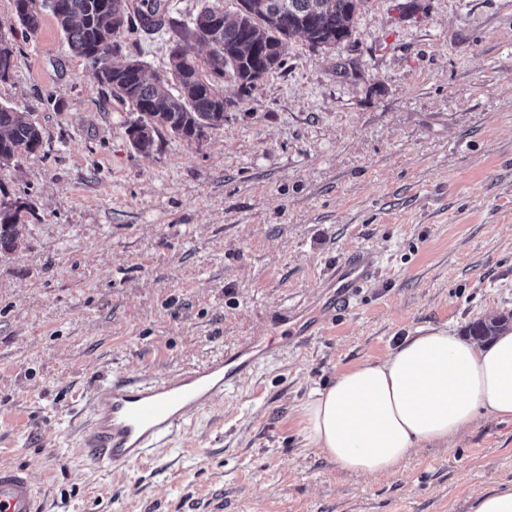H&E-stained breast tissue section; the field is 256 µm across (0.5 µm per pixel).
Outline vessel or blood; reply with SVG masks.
<instances>
[{
    "mask_svg": "<svg viewBox=\"0 0 512 512\" xmlns=\"http://www.w3.org/2000/svg\"><path fill=\"white\" fill-rule=\"evenodd\" d=\"M375 257L362 249L347 256L327 279V307L346 308L374 270ZM268 340L241 344L229 354L179 370L175 376H118L100 380L90 391L89 419L80 445L113 470L144 463L182 432L192 414L207 410L227 386L246 378L262 361L314 336L313 324L288 326ZM0 512H43L38 491L26 469L0 464Z\"/></svg>",
    "mask_w": 512,
    "mask_h": 512,
    "instance_id": "1",
    "label": "vessel or blood"
}]
</instances>
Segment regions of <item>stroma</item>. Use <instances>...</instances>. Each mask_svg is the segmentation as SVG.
Wrapping results in <instances>:
<instances>
[{
    "label": "stroma",
    "instance_id": "stroma-1",
    "mask_svg": "<svg viewBox=\"0 0 512 512\" xmlns=\"http://www.w3.org/2000/svg\"><path fill=\"white\" fill-rule=\"evenodd\" d=\"M15 67L0 103L41 150L0 166L22 223L0 256V463L27 468L44 512H469L512 483V419H480L394 473H340L302 435L301 406L418 331L512 317V0H368L332 47L288 39L281 69L238 94L199 143L134 148L51 13L23 32L0 0ZM147 74L170 35H128ZM379 270L323 309L341 259ZM317 322L192 417L170 449L120 474L77 446L72 402L99 377L173 374Z\"/></svg>",
    "mask_w": 512,
    "mask_h": 512
}]
</instances>
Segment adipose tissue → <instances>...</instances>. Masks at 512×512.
<instances>
[{"label":"adipose tissue","mask_w":512,"mask_h":512,"mask_svg":"<svg viewBox=\"0 0 512 512\" xmlns=\"http://www.w3.org/2000/svg\"><path fill=\"white\" fill-rule=\"evenodd\" d=\"M482 415L512 418L510 330L481 342L427 329L340 373L300 409L308 445L356 477L393 473L415 448L447 443Z\"/></svg>","instance_id":"adipose-tissue-1"}]
</instances>
